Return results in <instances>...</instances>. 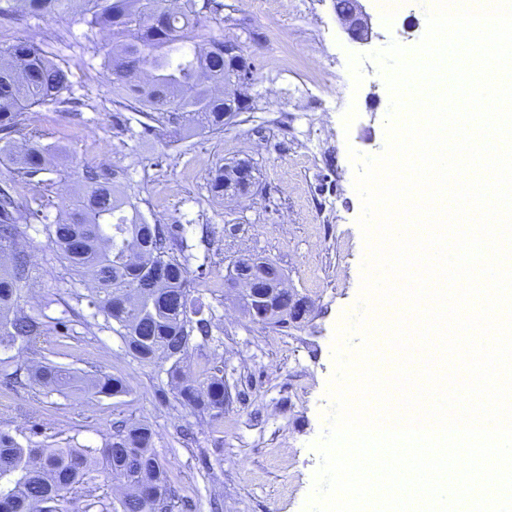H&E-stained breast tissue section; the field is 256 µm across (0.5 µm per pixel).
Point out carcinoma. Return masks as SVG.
<instances>
[{
	"label": "carcinoma",
	"instance_id": "carcinoma-1",
	"mask_svg": "<svg viewBox=\"0 0 512 512\" xmlns=\"http://www.w3.org/2000/svg\"><path fill=\"white\" fill-rule=\"evenodd\" d=\"M198 0H184L175 10L170 0H82L86 26L82 48L102 58L106 77L117 91L115 105L139 112L146 121L136 131L126 121L120 131L130 137L158 134L220 135L236 113L225 112L224 88L234 96L232 76L252 71L238 55L224 60V34L206 32L208 18ZM71 0H13L1 17L55 16L66 22ZM111 40L100 42L97 32ZM53 46L34 39L0 47V347L28 344L47 330L46 323L19 312L21 289L29 278V261L14 262L27 224L36 218L35 201L17 195L47 166L48 152L36 141L18 149L12 135L22 130L27 113L69 101L72 73L51 58ZM241 161L221 165L209 180V191L224 197V184L244 188ZM81 190L50 225V241L65 268L78 277L91 275L88 305L112 325L132 357L171 362L169 373L182 405L213 418L224 414V377L211 374L192 380L182 370L193 333L202 340L211 320L191 299L193 279L183 239L165 224H149L119 188L115 173L86 167ZM42 387L61 392L76 386L99 396L128 392L126 381L105 374L78 378L68 368L39 364L29 368ZM152 429L132 423L116 430L99 448L22 445L0 430V512H69L72 494L97 484L99 477L120 476L130 492L117 506L99 501L100 512H172L167 471L152 448Z\"/></svg>",
	"mask_w": 512,
	"mask_h": 512
}]
</instances>
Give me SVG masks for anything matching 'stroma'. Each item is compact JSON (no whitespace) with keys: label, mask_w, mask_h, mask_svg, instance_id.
<instances>
[{"label":"stroma","mask_w":512,"mask_h":512,"mask_svg":"<svg viewBox=\"0 0 512 512\" xmlns=\"http://www.w3.org/2000/svg\"><path fill=\"white\" fill-rule=\"evenodd\" d=\"M225 39L239 42L253 67L242 89L248 104L218 137L129 139L112 126L116 110L101 60L81 51V15L67 23L32 19L0 23V44L52 41L73 77L72 102L29 113L27 125L50 150L45 177L50 203L20 245L31 273L20 308L44 319L49 332L28 347L0 348L9 369L47 359L80 373L122 376L129 392L60 394L22 380L0 383V429L21 443L98 447L117 423L146 422L168 470L173 512H305L319 456L312 444L331 406L333 345L339 326L358 312L365 257L357 224L362 205L350 151L375 156L386 146L390 94L368 52L391 42L414 47L427 29L426 0H405L398 16L366 0L374 36L362 44L342 31L332 0H225ZM363 55L354 85L349 54ZM251 159L257 192L222 199L208 191L209 173ZM118 174L148 222L178 225L189 245L194 296L211 313L207 343L191 346L188 374L224 376V414L197 416L181 406L167 363H143L89 307L90 285L71 275L49 240L84 167ZM272 260L289 286L312 304L289 327L254 323L229 269L240 258Z\"/></svg>","instance_id":"35a3bbf8"}]
</instances>
